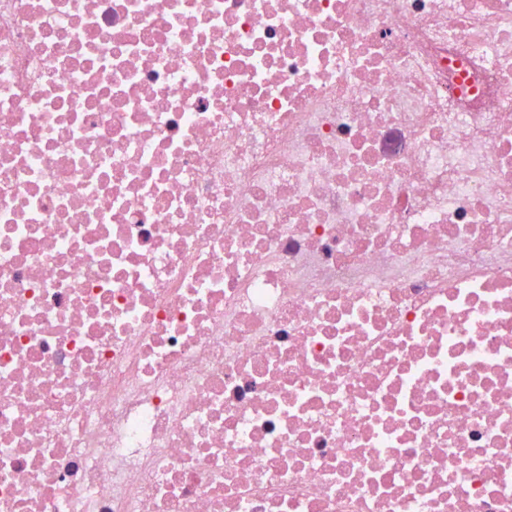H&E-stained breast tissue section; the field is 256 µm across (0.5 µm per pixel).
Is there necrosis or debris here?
Instances as JSON below:
<instances>
[{
    "instance_id": "obj_1",
    "label": "necrosis or debris",
    "mask_w": 512,
    "mask_h": 512,
    "mask_svg": "<svg viewBox=\"0 0 512 512\" xmlns=\"http://www.w3.org/2000/svg\"><path fill=\"white\" fill-rule=\"evenodd\" d=\"M0 512H512V0H0Z\"/></svg>"
}]
</instances>
